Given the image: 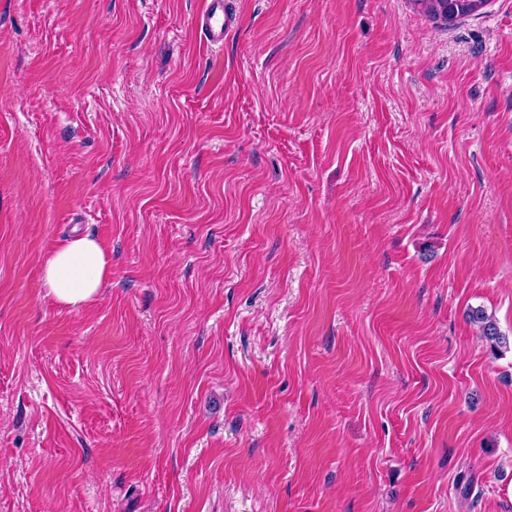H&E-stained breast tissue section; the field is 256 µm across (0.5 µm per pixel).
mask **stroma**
Returning a JSON list of instances; mask_svg holds the SVG:
<instances>
[{
	"label": "stroma",
	"mask_w": 512,
	"mask_h": 512,
	"mask_svg": "<svg viewBox=\"0 0 512 512\" xmlns=\"http://www.w3.org/2000/svg\"><path fill=\"white\" fill-rule=\"evenodd\" d=\"M207 2L0 0V512H512V0ZM238 24L236 13L227 8L223 0H209L206 10L199 18V26L208 43L220 48L224 34ZM429 17L443 20L446 24L481 14L489 0H411ZM112 278V260L102 244L90 236L65 238L42 269L47 296L57 305L81 310L98 299ZM470 322L477 326L480 335L485 339L494 342L496 345L507 344L506 338L499 332L497 323L493 316L488 315L482 308L472 309L469 313Z\"/></svg>",
	"instance_id": "obj_1"
}]
</instances>
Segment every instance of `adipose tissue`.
<instances>
[{"mask_svg": "<svg viewBox=\"0 0 512 512\" xmlns=\"http://www.w3.org/2000/svg\"><path fill=\"white\" fill-rule=\"evenodd\" d=\"M111 278L109 254L97 239L89 236L65 238L54 248L42 269L48 297L70 310H80L96 302Z\"/></svg>", "mask_w": 512, "mask_h": 512, "instance_id": "1", "label": "adipose tissue"}]
</instances>
